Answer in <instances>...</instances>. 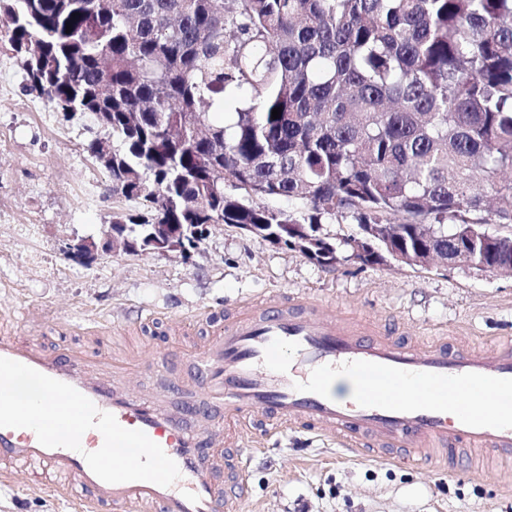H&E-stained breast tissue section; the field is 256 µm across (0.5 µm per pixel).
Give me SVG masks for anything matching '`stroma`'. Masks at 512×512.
Wrapping results in <instances>:
<instances>
[{
    "label": "stroma",
    "mask_w": 512,
    "mask_h": 512,
    "mask_svg": "<svg viewBox=\"0 0 512 512\" xmlns=\"http://www.w3.org/2000/svg\"><path fill=\"white\" fill-rule=\"evenodd\" d=\"M90 122H65L28 95L19 59L0 24V325L59 349L97 351L94 337L60 334L54 322L111 317L124 329L112 349L153 362L173 341L175 321L204 307L307 293L327 315L405 329L421 345L436 335L482 348L512 339V277L457 266L361 265L343 246L358 227L339 217L319 233L337 246L322 266L300 252L211 227L190 259L158 253L70 257L74 239H101L113 215L134 200L112 196L103 168L88 156ZM276 446L261 441L241 461L247 487L239 512H512V475L462 461L441 468L413 458L359 460L338 442L284 427ZM0 512H74L24 471L0 483Z\"/></svg>",
    "instance_id": "1"
}]
</instances>
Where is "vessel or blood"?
<instances>
[{"label": "vessel or blood", "instance_id": "1", "mask_svg": "<svg viewBox=\"0 0 512 512\" xmlns=\"http://www.w3.org/2000/svg\"><path fill=\"white\" fill-rule=\"evenodd\" d=\"M197 321L215 324L213 335L190 351L173 342L154 363L117 355L107 344L91 355L1 331L0 357L73 386L122 427L143 431L181 477L167 487L107 483L84 458L102 446L98 430L83 434L77 452L44 447L28 428L0 427V479L21 469L40 488L55 471L66 481L54 493L76 502L80 512H235L245 493L236 470L243 443L227 442L224 428L255 414L262 415L266 434L288 424L337 436L360 458L400 451L445 465L461 448L512 451L510 346L473 351L437 340L406 347L351 317H325L306 297H277L260 308H205L184 324ZM161 367L171 371L168 394H139ZM339 371L357 379L355 402L329 391L327 381ZM172 392L184 404L172 405ZM488 397L496 407L492 416L483 410ZM214 408L220 418L211 416Z\"/></svg>", "mask_w": 512, "mask_h": 512}]
</instances>
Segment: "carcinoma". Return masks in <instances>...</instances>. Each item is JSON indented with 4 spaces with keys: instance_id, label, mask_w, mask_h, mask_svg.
Returning a JSON list of instances; mask_svg holds the SVG:
<instances>
[{
    "instance_id": "cac0c4a2",
    "label": "carcinoma",
    "mask_w": 512,
    "mask_h": 512,
    "mask_svg": "<svg viewBox=\"0 0 512 512\" xmlns=\"http://www.w3.org/2000/svg\"><path fill=\"white\" fill-rule=\"evenodd\" d=\"M102 2L0 0V17L28 94L102 118L112 193L150 208L113 223L220 217L291 250L277 225L350 217L399 225V249L512 265L511 243L465 234L512 224V0ZM188 112L210 138H169Z\"/></svg>"
}]
</instances>
